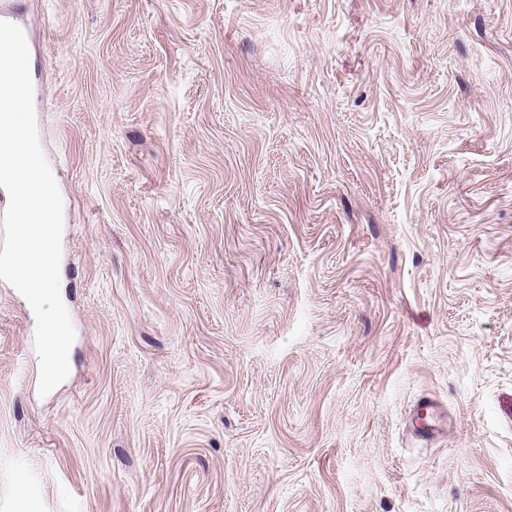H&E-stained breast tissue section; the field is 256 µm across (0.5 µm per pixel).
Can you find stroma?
<instances>
[{
	"instance_id": "35a3bbf8",
	"label": "stroma",
	"mask_w": 512,
	"mask_h": 512,
	"mask_svg": "<svg viewBox=\"0 0 512 512\" xmlns=\"http://www.w3.org/2000/svg\"><path fill=\"white\" fill-rule=\"evenodd\" d=\"M15 23L76 337L0 281V512H512V0ZM444 413L430 397L422 398L414 407L411 423L414 434L424 440L435 438L442 430Z\"/></svg>"
}]
</instances>
